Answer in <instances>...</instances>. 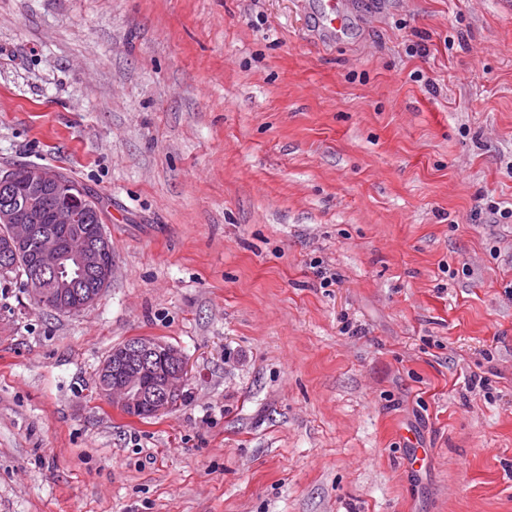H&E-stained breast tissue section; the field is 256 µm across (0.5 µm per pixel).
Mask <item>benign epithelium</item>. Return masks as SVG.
<instances>
[{
    "label": "benign epithelium",
    "instance_id": "7a95c632",
    "mask_svg": "<svg viewBox=\"0 0 512 512\" xmlns=\"http://www.w3.org/2000/svg\"><path fill=\"white\" fill-rule=\"evenodd\" d=\"M20 185L25 201L0 207V225L7 226L0 239V253L6 249L28 248L32 275L28 292L42 306L61 314L79 313L93 305L112 280V254L102 226L79 223L80 206L86 202L82 188L62 183L50 171L37 166L0 170V189ZM64 189L65 197L50 212L53 227L38 224L43 199L52 191ZM75 274L56 284L52 299L44 296L42 281L55 277L66 264ZM186 381V360L177 348L146 338L135 344L112 348L97 378L100 395L121 409L158 415L171 406Z\"/></svg>",
    "mask_w": 512,
    "mask_h": 512
}]
</instances>
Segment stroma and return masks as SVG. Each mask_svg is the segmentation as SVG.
Masks as SVG:
<instances>
[{"label": "stroma", "instance_id": "stroma-1", "mask_svg": "<svg viewBox=\"0 0 512 512\" xmlns=\"http://www.w3.org/2000/svg\"><path fill=\"white\" fill-rule=\"evenodd\" d=\"M317 2L0 0V170L113 260L73 315L0 277V512H512V0ZM136 337L188 370L144 419ZM322 18L325 27L333 36L340 34L343 30L344 15L339 0H324ZM185 381L186 360L181 351L146 338L112 348L99 369L97 388L123 410L154 416L170 408Z\"/></svg>", "mask_w": 512, "mask_h": 512}]
</instances>
